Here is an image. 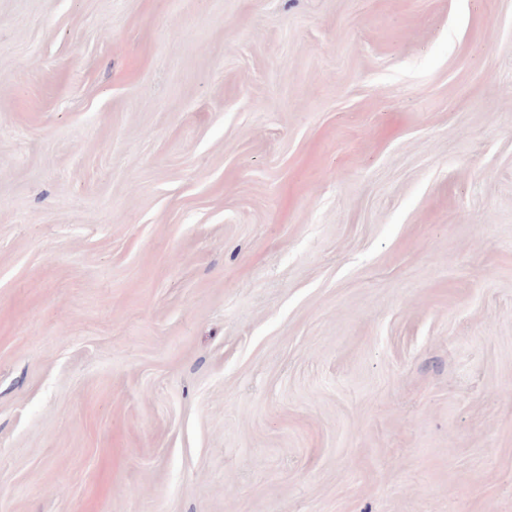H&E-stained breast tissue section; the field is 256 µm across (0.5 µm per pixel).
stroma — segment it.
Instances as JSON below:
<instances>
[{
  "instance_id": "1",
  "label": "stroma",
  "mask_w": 512,
  "mask_h": 512,
  "mask_svg": "<svg viewBox=\"0 0 512 512\" xmlns=\"http://www.w3.org/2000/svg\"><path fill=\"white\" fill-rule=\"evenodd\" d=\"M0 512H512V0H0Z\"/></svg>"
}]
</instances>
